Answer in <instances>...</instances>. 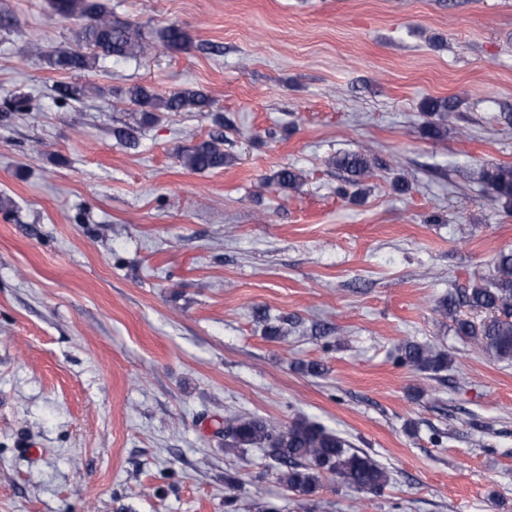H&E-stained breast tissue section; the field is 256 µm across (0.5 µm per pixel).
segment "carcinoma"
Instances as JSON below:
<instances>
[{
	"label": "carcinoma",
	"mask_w": 512,
	"mask_h": 512,
	"mask_svg": "<svg viewBox=\"0 0 512 512\" xmlns=\"http://www.w3.org/2000/svg\"><path fill=\"white\" fill-rule=\"evenodd\" d=\"M52 14L62 19L88 17L92 23L83 28L79 41L94 51L86 55L75 50H57L49 56L52 69L59 72L93 68L99 57L134 59L142 55L148 43L135 38L128 25L112 20L107 0H49ZM162 43L173 49L186 50L190 40L178 25L171 24L159 32ZM129 101L138 107L142 124L153 113L177 112L185 106L209 107L210 99L197 90H182L168 98H160L143 86L126 91ZM454 102L428 98L420 105L424 117L422 129L432 139L445 135L448 113ZM223 139L212 137L181 149V164L191 171L224 167L227 156ZM330 162L357 185L383 162L362 151L338 155ZM481 180L491 199L512 210V166L496 164L484 169ZM302 174L294 168L278 171L273 182L280 188L295 189ZM434 310L450 316L458 335L468 338L488 357L504 363L512 362V251L501 252L493 261L492 273L482 284L465 288L437 301ZM396 362L411 370L438 374L448 370L452 359L448 351L429 344L406 341L398 348ZM257 448L268 460L267 467L285 490L307 498L316 495L325 478H337L363 494H379L389 483L385 467L366 453L351 450L340 433L306 418L287 424L241 414L224 416V449L247 452Z\"/></svg>",
	"instance_id": "obj_1"
}]
</instances>
